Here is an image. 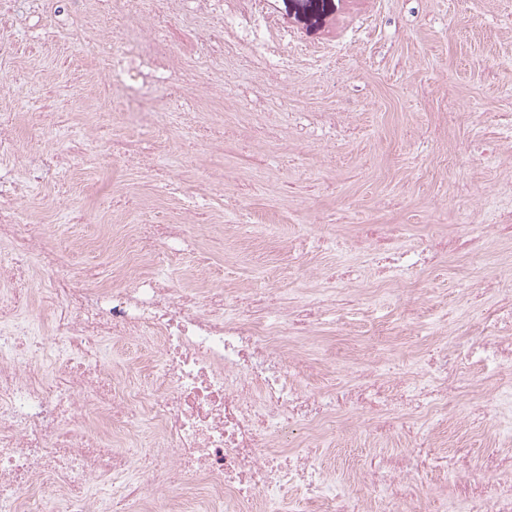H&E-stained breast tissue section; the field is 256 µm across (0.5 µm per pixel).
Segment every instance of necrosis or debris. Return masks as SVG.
I'll list each match as a JSON object with an SVG mask.
<instances>
[{
  "instance_id": "necrosis-or-debris-1",
  "label": "necrosis or debris",
  "mask_w": 512,
  "mask_h": 512,
  "mask_svg": "<svg viewBox=\"0 0 512 512\" xmlns=\"http://www.w3.org/2000/svg\"><path fill=\"white\" fill-rule=\"evenodd\" d=\"M95 2L98 12L72 43L102 56V93L117 85L130 102L152 83L192 73L200 61L175 45L157 58L150 35L130 48V19L219 17L205 39L220 52L244 44L266 54L271 38L288 39L274 0ZM19 124L28 143L41 146L59 115L1 111V155L15 156ZM12 172L0 168V242L11 249L10 260H0V512H176L168 491L177 486L215 512H280L297 487L317 512H412V452L383 456L378 471L360 473L359 482L376 490L364 500L329 478L315 457L291 450L284 432L299 427L303 444L318 447L323 432L357 414L371 415L367 429L380 433L396 426L380 420L384 411L447 412L452 396L471 391H449L457 356L447 345L430 350L419 380L392 376L380 364L356 370V389L308 390L299 380L300 344L322 324V305L291 311L267 288L181 287L162 268L179 252L183 223L120 225L119 284L94 287L92 271L76 270L69 250L47 243L44 222L21 214L23 188ZM496 237L511 238L512 225L472 224L463 235L412 245L400 225L367 224L350 248L366 255L376 282L404 288L444 256L477 257ZM36 275L44 286L34 292L24 283ZM41 308L52 314L45 330L30 318ZM106 339L140 342L163 360V370L128 384L101 356ZM471 347L488 362L512 358L511 299L483 314ZM145 417L158 444L130 452L126 445ZM115 479L123 480V493L105 502Z\"/></svg>"
}]
</instances>
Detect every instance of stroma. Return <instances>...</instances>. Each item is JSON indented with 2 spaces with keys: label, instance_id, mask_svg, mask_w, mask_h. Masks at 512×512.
Wrapping results in <instances>:
<instances>
[{
  "label": "stroma",
  "instance_id": "obj_1",
  "mask_svg": "<svg viewBox=\"0 0 512 512\" xmlns=\"http://www.w3.org/2000/svg\"><path fill=\"white\" fill-rule=\"evenodd\" d=\"M277 21L307 47L335 44L337 53L299 59L269 72L248 48L226 53L193 72L180 88L157 84L160 137L138 125L116 131L151 157L154 168L99 143L26 188L23 204L36 215L80 211L81 224L52 223L47 238L80 242L77 264H91L98 285L112 283V260L121 239H97L108 211L143 223L170 222L201 209L202 224L181 244L174 281L195 277L234 289L270 288L283 306L324 299L332 252L296 257V232L329 226L348 239L362 218L401 224L409 241L429 232L456 234L464 219L493 224L512 213V0H278ZM39 20L0 28L16 48L0 61L6 102L20 110L37 96L42 78L59 89L63 128L46 149L89 137L102 113L124 102L98 89L102 60L77 52L73 63L45 43ZM34 82L12 86L17 70ZM254 224H277L279 238L253 236ZM512 248L488 241L482 262L447 257L420 272L412 293L372 294L358 284L343 293L354 303L355 324L331 323L339 308L326 304L328 321L306 352L325 382L358 386L346 364L370 368L377 360L394 371L420 372L438 338L479 308L501 302L512 286V265L500 261ZM446 312L436 329L410 339L415 313ZM454 383L473 384L475 396L445 417L423 418L441 469L416 474L415 512H495L512 485L497 461L512 460V442L493 427L492 380L458 366ZM321 457L327 475L347 479L354 460L407 450L404 434L368 436L344 426Z\"/></svg>",
  "mask_w": 512,
  "mask_h": 512
}]
</instances>
